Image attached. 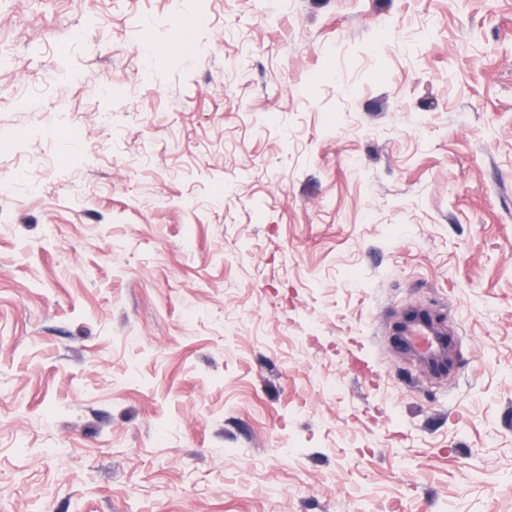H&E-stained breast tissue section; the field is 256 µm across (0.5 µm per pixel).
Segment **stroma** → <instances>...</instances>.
Segmentation results:
<instances>
[{"label": "stroma", "mask_w": 512, "mask_h": 512, "mask_svg": "<svg viewBox=\"0 0 512 512\" xmlns=\"http://www.w3.org/2000/svg\"><path fill=\"white\" fill-rule=\"evenodd\" d=\"M1 52L0 512H512V0H0ZM410 313L401 328L394 329V335L399 336V346L431 367L446 361L450 349L447 331L438 326L426 311L414 310Z\"/></svg>", "instance_id": "stroma-1"}]
</instances>
